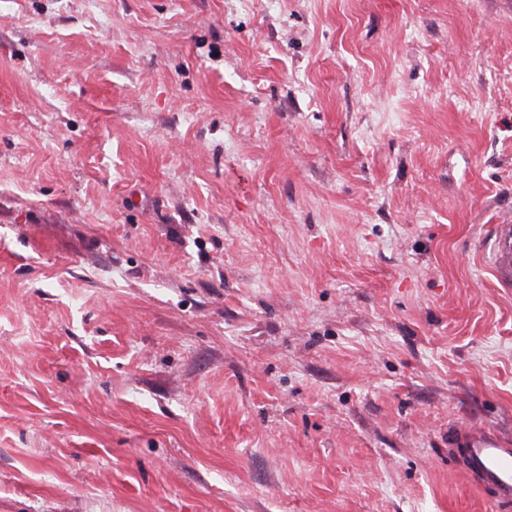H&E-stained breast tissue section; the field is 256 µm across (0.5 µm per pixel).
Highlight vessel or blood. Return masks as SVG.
<instances>
[{
    "mask_svg": "<svg viewBox=\"0 0 512 512\" xmlns=\"http://www.w3.org/2000/svg\"><path fill=\"white\" fill-rule=\"evenodd\" d=\"M491 266L500 287L512 288V224L494 227ZM462 454L464 471L490 488L496 505L512 507V446L486 431L470 429Z\"/></svg>",
    "mask_w": 512,
    "mask_h": 512,
    "instance_id": "b4317fda",
    "label": "vessel or blood"
}]
</instances>
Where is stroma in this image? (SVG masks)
I'll return each instance as SVG.
<instances>
[{
  "label": "stroma",
  "instance_id": "1",
  "mask_svg": "<svg viewBox=\"0 0 512 512\" xmlns=\"http://www.w3.org/2000/svg\"><path fill=\"white\" fill-rule=\"evenodd\" d=\"M512 0H0V512H492ZM491 262L498 285L512 288V224L494 225ZM466 447L462 448L464 471L480 486L493 491L496 505L512 506V446L490 432L466 431Z\"/></svg>",
  "mask_w": 512,
  "mask_h": 512
}]
</instances>
